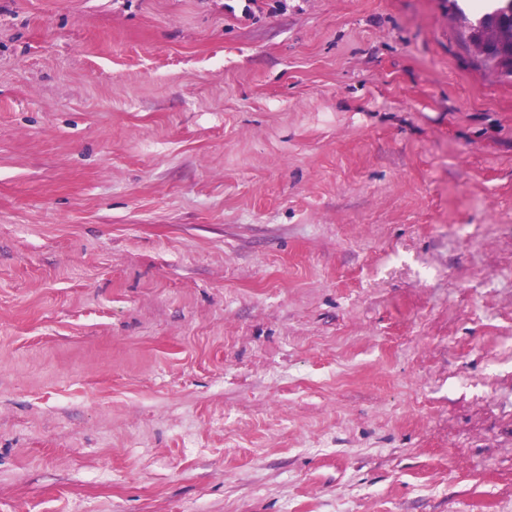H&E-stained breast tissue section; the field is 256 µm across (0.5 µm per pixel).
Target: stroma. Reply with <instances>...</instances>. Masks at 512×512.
<instances>
[{
	"label": "stroma",
	"mask_w": 512,
	"mask_h": 512,
	"mask_svg": "<svg viewBox=\"0 0 512 512\" xmlns=\"http://www.w3.org/2000/svg\"><path fill=\"white\" fill-rule=\"evenodd\" d=\"M467 3L0 0V512H512Z\"/></svg>",
	"instance_id": "stroma-1"
}]
</instances>
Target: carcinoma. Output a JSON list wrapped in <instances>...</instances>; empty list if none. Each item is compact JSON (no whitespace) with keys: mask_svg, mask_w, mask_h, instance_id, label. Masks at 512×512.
<instances>
[{"mask_svg":"<svg viewBox=\"0 0 512 512\" xmlns=\"http://www.w3.org/2000/svg\"><path fill=\"white\" fill-rule=\"evenodd\" d=\"M512 26V0H499L497 7L479 13L471 25L470 40L482 46L478 57L480 64L512 78V43L500 45L493 36L496 31Z\"/></svg>","mask_w":512,"mask_h":512,"instance_id":"cac0c4a2","label":"carcinoma"}]
</instances>
